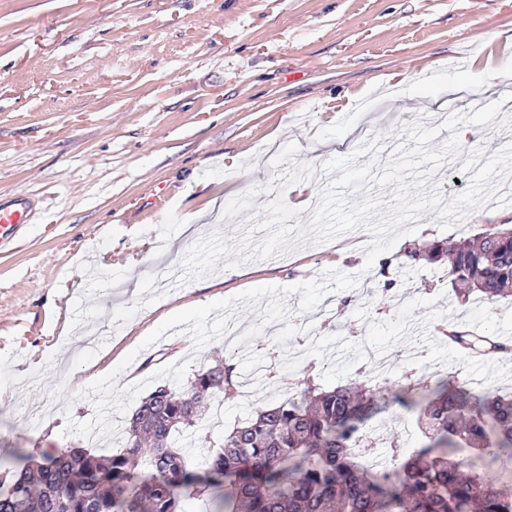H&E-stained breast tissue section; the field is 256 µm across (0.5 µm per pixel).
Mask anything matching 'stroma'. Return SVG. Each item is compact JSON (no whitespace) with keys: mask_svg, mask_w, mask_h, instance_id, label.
<instances>
[{"mask_svg":"<svg viewBox=\"0 0 512 512\" xmlns=\"http://www.w3.org/2000/svg\"><path fill=\"white\" fill-rule=\"evenodd\" d=\"M492 65L501 78L483 79ZM512 93V0H0V195L37 202L27 236L0 252V455L12 450L91 448L116 453L126 419L111 414L112 437L88 441L46 422L92 419L82 390L106 366L118 387L169 363L187 378L216 360L240 364L245 350L281 362L302 354L299 372L323 387L329 361L304 357L309 342L338 335L359 343L370 322L404 301L432 298L451 314L427 331L455 325L512 343V298H456L448 262L411 263L405 250L448 244L512 224V205L485 201L443 230L424 212L365 268L369 234L357 229L267 260L174 285L168 280L199 239L234 235L226 204L266 184L271 162L295 143L296 161L315 165L307 184L284 191L309 222L328 176L321 163L380 138L385 164L403 124L439 127ZM512 134V113L471 127L434 175L444 197L472 176ZM328 268L362 274L358 287L297 314L286 346L264 331L250 347L223 339L194 350L189 333L142 348L144 337L181 309L261 285L288 286ZM428 347L405 344L356 363L350 379L379 376L393 389L440 380L475 394H512V378L483 383L463 363L407 365ZM251 398L224 395V422L206 415L190 429L195 448H217L247 414L288 397L264 367L249 373ZM419 444L414 415L379 404L367 422L362 464L389 461L391 441Z\"/></svg>","mask_w":512,"mask_h":512,"instance_id":"obj_1","label":"stroma"}]
</instances>
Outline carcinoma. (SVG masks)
Wrapping results in <instances>:
<instances>
[{
    "instance_id": "carcinoma-1",
    "label": "carcinoma",
    "mask_w": 512,
    "mask_h": 512,
    "mask_svg": "<svg viewBox=\"0 0 512 512\" xmlns=\"http://www.w3.org/2000/svg\"><path fill=\"white\" fill-rule=\"evenodd\" d=\"M448 256L457 297L512 296V228L495 225L472 238L409 251L412 261ZM448 343L466 356L506 353L492 336L448 327ZM300 396L256 412L207 456L206 476L194 471L177 441L218 397L238 386L224 361L187 385L155 388L126 426L117 454L67 448L40 459L0 461V512H512V489L490 475L512 466V397L465 396L448 382L418 387L421 398L390 395L370 381L330 391L311 378L283 373ZM419 406L417 425L430 443L410 451L394 442L399 466L369 472L354 463L364 420L379 400Z\"/></svg>"
}]
</instances>
